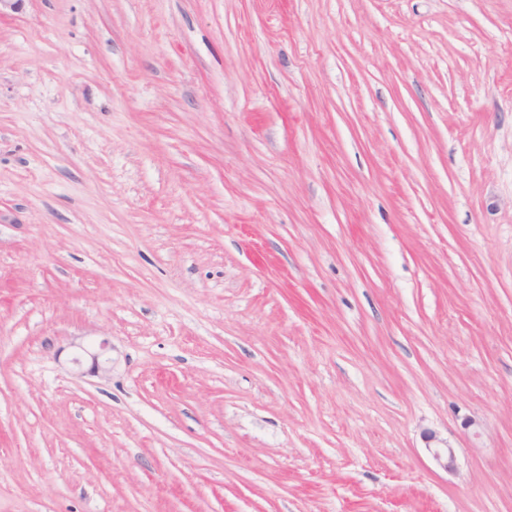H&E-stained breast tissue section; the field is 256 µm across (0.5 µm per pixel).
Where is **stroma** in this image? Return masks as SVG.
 <instances>
[{"label": "stroma", "instance_id": "obj_1", "mask_svg": "<svg viewBox=\"0 0 512 512\" xmlns=\"http://www.w3.org/2000/svg\"><path fill=\"white\" fill-rule=\"evenodd\" d=\"M0 512H512V0H0Z\"/></svg>", "mask_w": 512, "mask_h": 512}]
</instances>
